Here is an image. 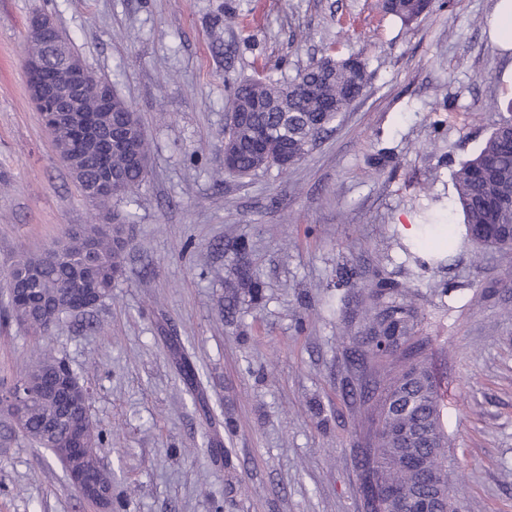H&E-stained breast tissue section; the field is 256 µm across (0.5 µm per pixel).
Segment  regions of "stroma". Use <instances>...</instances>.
I'll return each mask as SVG.
<instances>
[{"label": "stroma", "mask_w": 512, "mask_h": 512, "mask_svg": "<svg viewBox=\"0 0 512 512\" xmlns=\"http://www.w3.org/2000/svg\"><path fill=\"white\" fill-rule=\"evenodd\" d=\"M496 3L435 0L406 26L382 0H0V288L19 253L94 214L28 91L33 17L133 105L150 143L145 181L113 205L128 245L111 296L48 338L0 330V378L50 352L89 387L114 512H365L368 422L344 355L380 277L414 286L461 512H512V251L466 246L425 270L404 253L447 216L454 169L512 97ZM326 48L365 60L366 94L288 171L225 174L236 82L292 79ZM242 264L261 294L228 300ZM340 267L353 287H334ZM0 512H97L1 412Z\"/></svg>", "instance_id": "obj_1"}]
</instances>
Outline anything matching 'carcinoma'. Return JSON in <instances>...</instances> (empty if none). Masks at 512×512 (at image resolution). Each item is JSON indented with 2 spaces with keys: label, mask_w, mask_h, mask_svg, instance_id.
I'll use <instances>...</instances> for the list:
<instances>
[{
  "label": "carcinoma",
  "mask_w": 512,
  "mask_h": 512,
  "mask_svg": "<svg viewBox=\"0 0 512 512\" xmlns=\"http://www.w3.org/2000/svg\"><path fill=\"white\" fill-rule=\"evenodd\" d=\"M432 7V0H386V13L409 25ZM366 64L352 57L331 53L300 70L289 81L252 78L241 81L233 92L231 112L224 128V153L233 156L230 175L248 176L277 168L281 171L298 163L308 153L338 115L347 111L368 86ZM103 120L124 139V146L76 147L67 168L76 172L79 189L96 179L108 166L116 175L112 194L92 199L104 207L114 198H124L145 180L149 148L136 112L117 92H112V111L101 113ZM512 118L498 121L481 148L453 172L456 195L453 210L463 215V231L448 235L451 254L464 244L476 249L493 247L512 250V239L491 228L493 224H512ZM98 225L87 224L68 232L63 258L28 278L39 256L23 255L7 275L6 287L28 285L55 302L57 314H39L24 299H7L0 321L13 320L41 336L52 333L61 317L80 310L75 296L66 292L77 287L79 271L93 258V281L104 301L112 294V283L123 268L126 241L120 217L112 215V235H97ZM233 292L246 290L260 295V283L246 268L237 270L227 282ZM361 329L351 337L348 369L360 386V407L370 427L367 446L361 449L359 468L367 512H395L389 499L391 488L403 497L442 495L451 497V512H459L458 491L448 490V435L442 423L441 398L427 362V336L418 335L420 312L405 298L400 283L377 284L370 289L369 301L360 313ZM68 368L57 357H39L23 383L29 397L18 430L39 447L62 460L69 447L68 429L54 437L44 435V424L56 415V402L39 392L42 382L54 371ZM74 416L85 420L90 415V391L81 383L76 387ZM85 467L97 481L109 485L111 475L97 455H87Z\"/></svg>",
  "instance_id": "1"
}]
</instances>
